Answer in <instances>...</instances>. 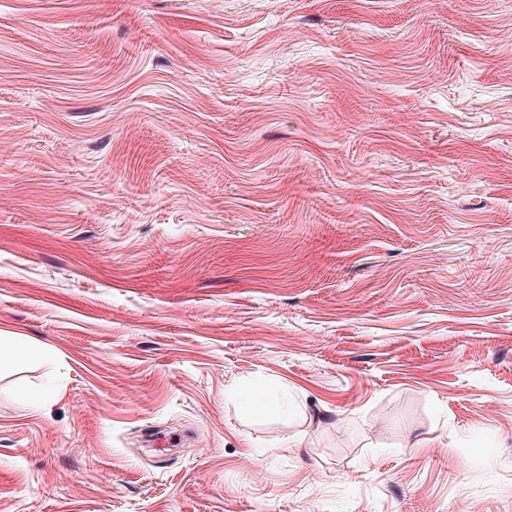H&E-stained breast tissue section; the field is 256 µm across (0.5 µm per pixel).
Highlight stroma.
I'll list each match as a JSON object with an SVG mask.
<instances>
[{"label": "stroma", "mask_w": 512, "mask_h": 512, "mask_svg": "<svg viewBox=\"0 0 512 512\" xmlns=\"http://www.w3.org/2000/svg\"><path fill=\"white\" fill-rule=\"evenodd\" d=\"M0 336V512H512V0H0ZM2 351L9 363L15 364L30 351V344L23 336H0V368L2 365Z\"/></svg>", "instance_id": "stroma-1"}]
</instances>
